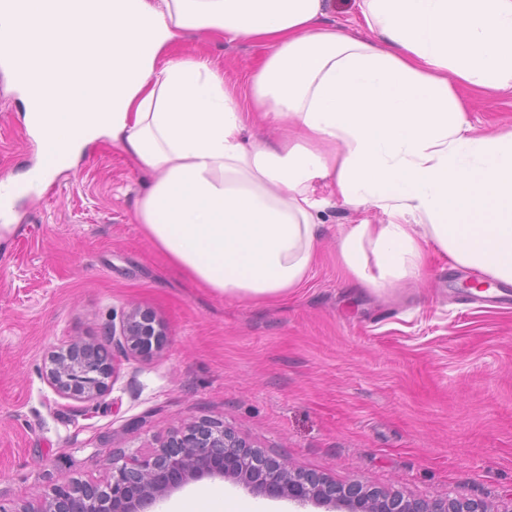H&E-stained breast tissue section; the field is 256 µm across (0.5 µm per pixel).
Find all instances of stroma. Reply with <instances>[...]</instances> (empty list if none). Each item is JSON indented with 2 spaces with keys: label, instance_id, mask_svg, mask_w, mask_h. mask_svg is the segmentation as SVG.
I'll return each mask as SVG.
<instances>
[{
  "label": "stroma",
  "instance_id": "35a3bbf8",
  "mask_svg": "<svg viewBox=\"0 0 512 512\" xmlns=\"http://www.w3.org/2000/svg\"><path fill=\"white\" fill-rule=\"evenodd\" d=\"M211 61L244 80L263 47L210 43ZM480 130L512 126V97L465 95ZM37 145L17 92L0 73V177L27 172ZM150 176L110 140L17 205L0 235V505L19 512L61 479L97 482L112 458L158 446L181 423L223 424L265 455L339 485L386 488L407 500L457 496L496 508L512 498V288L495 303L469 285L479 271L431 250L418 280L373 292L344 276L340 225L376 212L323 214V247L307 282L256 304L197 287L135 220ZM133 306L168 335L150 359L115 354L102 398L59 397L51 346L103 338ZM234 481L204 478L169 504L200 512Z\"/></svg>",
  "mask_w": 512,
  "mask_h": 512
}]
</instances>
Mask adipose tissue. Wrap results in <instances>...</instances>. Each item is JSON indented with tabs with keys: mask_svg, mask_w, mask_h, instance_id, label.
<instances>
[{
	"mask_svg": "<svg viewBox=\"0 0 512 512\" xmlns=\"http://www.w3.org/2000/svg\"><path fill=\"white\" fill-rule=\"evenodd\" d=\"M0 0V41L40 163L111 140L151 181L144 235L213 294L285 298L315 265L322 215L350 279L421 277L426 247L512 284V127L475 130L462 90L512 95V0ZM266 46L244 86L187 35ZM289 127L276 143L257 124ZM324 188L326 197L316 195Z\"/></svg>",
	"mask_w": 512,
	"mask_h": 512,
	"instance_id": "1",
	"label": "adipose tissue"
}]
</instances>
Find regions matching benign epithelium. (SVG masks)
Here are the masks:
<instances>
[{"mask_svg":"<svg viewBox=\"0 0 512 512\" xmlns=\"http://www.w3.org/2000/svg\"><path fill=\"white\" fill-rule=\"evenodd\" d=\"M163 324L149 311L130 308L119 328L101 340L72 338L48 356L47 380L58 396L91 402L117 370L110 349L129 358L150 357L166 343ZM232 479L256 496L345 507L350 512H488L479 502L446 497L411 501L383 489L337 485L316 473L291 469L216 422H194L173 431L159 447L112 459L102 483L64 479L33 507L20 512H153L172 492L204 477Z\"/></svg>","mask_w":512,"mask_h":512,"instance_id":"obj_1","label":"benign epithelium"}]
</instances>
